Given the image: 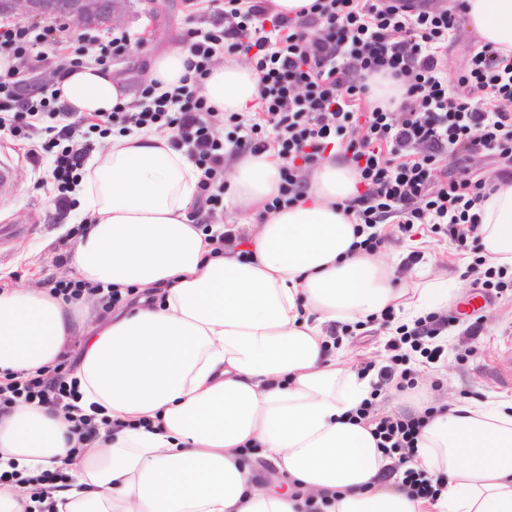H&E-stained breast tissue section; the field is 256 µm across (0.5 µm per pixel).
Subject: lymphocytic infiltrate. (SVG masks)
I'll use <instances>...</instances> for the list:
<instances>
[{
    "label": "lymphocytic infiltrate",
    "instance_id": "f902f5d3",
    "mask_svg": "<svg viewBox=\"0 0 512 512\" xmlns=\"http://www.w3.org/2000/svg\"><path fill=\"white\" fill-rule=\"evenodd\" d=\"M458 26L456 10L428 11L420 0H314L292 17L270 14L267 0H224L207 32L187 33L189 57L179 86L163 94L143 87L140 103L100 114L101 133L114 127L123 134L171 131V147H189L201 168L200 199L210 206L224 197L225 149L276 150L283 165L274 210L297 201L305 188L303 169L335 146L347 154L363 187L351 202L358 223L372 227L392 218L404 235L425 225L461 246L479 236L477 206L491 182L449 176L440 161L461 148L485 150L504 162L500 177H512V54L487 45L473 51L457 79L459 93H449L445 53ZM84 40L81 33L57 34L50 23L0 22V56L12 61L0 72V133L22 140L34 158L42 136L59 145L50 174L63 206L70 205L67 191L82 178L89 154L83 122L62 110L57 94H25L21 72L38 71L45 48L55 47L61 61L54 80L62 82L84 66ZM223 51L249 56L260 77L257 111L223 113L202 95L213 59ZM357 72L400 81L403 102L393 109L364 107L368 93L354 81ZM224 122L236 131L234 140L219 137ZM46 285L68 303L94 296L109 310L123 300L120 289L78 280L50 279ZM449 323L431 313L414 325H399L386 345L391 357L379 370L381 385L414 389L411 354L438 360L444 352L440 334ZM75 395V384L58 369L22 380L0 377L4 413L20 401L58 405ZM358 416L372 422L385 454L404 463L416 453L422 419L378 414L371 400Z\"/></svg>",
    "mask_w": 512,
    "mask_h": 512
}]
</instances>
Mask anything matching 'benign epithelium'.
<instances>
[{"instance_id":"7a95c632","label":"benign epithelium","mask_w":512,"mask_h":512,"mask_svg":"<svg viewBox=\"0 0 512 512\" xmlns=\"http://www.w3.org/2000/svg\"><path fill=\"white\" fill-rule=\"evenodd\" d=\"M117 0H0V16L18 19L49 17L79 27L113 22Z\"/></svg>"}]
</instances>
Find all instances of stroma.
<instances>
[{"mask_svg":"<svg viewBox=\"0 0 512 512\" xmlns=\"http://www.w3.org/2000/svg\"><path fill=\"white\" fill-rule=\"evenodd\" d=\"M205 12H193L185 0H118L112 27L98 26L87 30L91 43L88 56H95L93 38L105 32L126 33L134 42L128 54L113 58L111 70L121 77L131 100H138L146 85L144 72L150 57L182 44L187 31L205 32L209 24ZM10 156L16 167L13 197L0 200V289L13 287L39 288L49 278L70 280L74 277L71 263L57 262L60 253L73 251L77 237L67 235L64 228L69 213L55 207L57 194L53 185L42 184L41 173L49 169L56 155L53 145L42 149V164L29 160L22 146L0 138V155ZM413 249L422 251V265L443 267L461 274L457 297L448 306L449 314H457L462 302L471 295L470 280L464 272L467 262L461 259L455 244L448 238L425 231L411 239ZM512 337V291H506L493 303L479 335L466 337L451 333L448 345L438 363L422 364L412 355L410 366L416 371L417 386L412 394L429 403L445 401H498L512 398V388L492 384L482 373L489 361L507 352L506 341ZM388 329L380 323L352 334L347 348L356 368L368 362L387 363L390 353L386 344Z\"/></svg>","mask_w":512,"mask_h":512,"instance_id":"stroma-1","label":"stroma"}]
</instances>
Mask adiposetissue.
<instances>
[{
    "label": "adipose tissue",
    "instance_id": "obj_1",
    "mask_svg": "<svg viewBox=\"0 0 512 512\" xmlns=\"http://www.w3.org/2000/svg\"><path fill=\"white\" fill-rule=\"evenodd\" d=\"M463 17L512 53V0H465ZM187 59L186 47L170 48L146 78L172 90ZM60 88V104L81 116L129 99L94 65ZM202 93L219 111L248 112L258 75L228 57ZM169 139L114 136L106 158L87 163L71 216L93 219L72 256L77 279L137 289L127 310L97 320L45 289L0 291V376L48 371L77 351L76 406L103 421L98 442L70 458L65 411L18 403L0 416V471L63 467L53 512H512V400L462 402L427 420L412 466L437 488L429 499L407 495L357 416L376 377L335 348L331 327L387 310L413 324L446 309L455 285L426 271L400 283L398 251L357 247L345 210L353 166L328 152L303 197L269 212L280 159L234 157L224 204L262 223L236 225L237 242L217 255L193 216L202 172ZM478 209L486 259L512 267V182ZM263 462L283 484L266 483Z\"/></svg>",
    "mask_w": 512,
    "mask_h": 512
}]
</instances>
